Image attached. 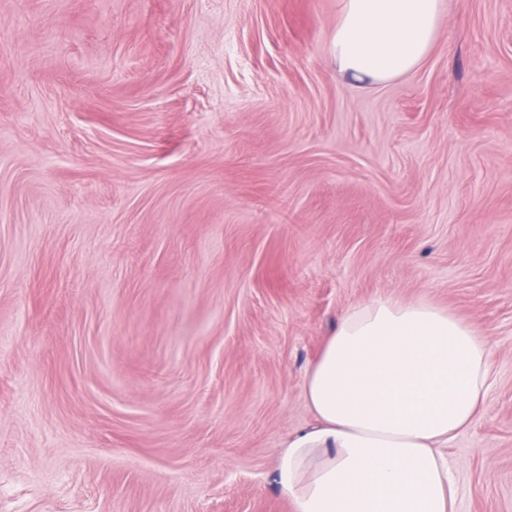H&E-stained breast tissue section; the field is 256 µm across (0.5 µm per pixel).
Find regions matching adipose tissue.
<instances>
[{"label":"adipose tissue","instance_id":"1","mask_svg":"<svg viewBox=\"0 0 512 512\" xmlns=\"http://www.w3.org/2000/svg\"><path fill=\"white\" fill-rule=\"evenodd\" d=\"M441 0H342L337 69L383 82L414 70ZM491 345L432 304L352 307L309 368L313 423L281 451L275 481L294 512H458L447 448L481 414Z\"/></svg>","mask_w":512,"mask_h":512}]
</instances>
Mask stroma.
I'll list each match as a JSON object with an SVG mask.
<instances>
[{"label": "stroma", "mask_w": 512, "mask_h": 512, "mask_svg": "<svg viewBox=\"0 0 512 512\" xmlns=\"http://www.w3.org/2000/svg\"><path fill=\"white\" fill-rule=\"evenodd\" d=\"M341 0H0V512H293L303 380L353 306L492 345L448 447L512 512V0L341 75Z\"/></svg>", "instance_id": "stroma-1"}]
</instances>
